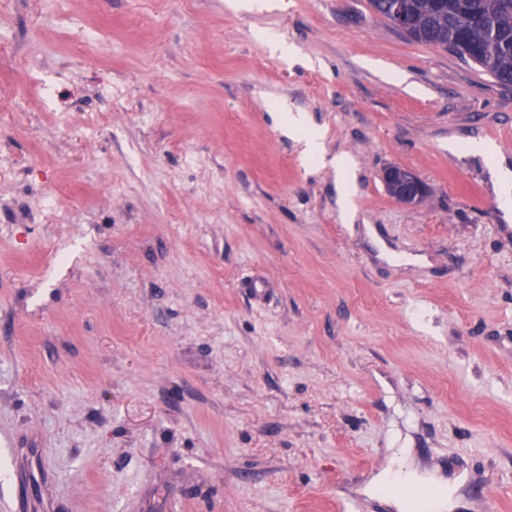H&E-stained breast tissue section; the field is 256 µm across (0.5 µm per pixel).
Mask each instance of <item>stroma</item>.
<instances>
[{"mask_svg": "<svg viewBox=\"0 0 512 512\" xmlns=\"http://www.w3.org/2000/svg\"><path fill=\"white\" fill-rule=\"evenodd\" d=\"M281 2L0 0V485L29 512H394L367 487L398 448L512 512V88L369 0ZM286 132L299 136L305 143L306 152L311 157L321 158L323 155L322 143L317 132L309 127L308 119L303 113L286 112ZM382 180L389 194L406 206L419 202L427 193L424 182L406 167L392 166L385 169Z\"/></svg>", "mask_w": 512, "mask_h": 512, "instance_id": "obj_1", "label": "stroma"}]
</instances>
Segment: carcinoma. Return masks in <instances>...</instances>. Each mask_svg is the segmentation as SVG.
Returning a JSON list of instances; mask_svg holds the SVG:
<instances>
[{
    "label": "carcinoma",
    "mask_w": 512,
    "mask_h": 512,
    "mask_svg": "<svg viewBox=\"0 0 512 512\" xmlns=\"http://www.w3.org/2000/svg\"><path fill=\"white\" fill-rule=\"evenodd\" d=\"M370 6L392 25L398 9L409 40L446 49L512 86V0H370Z\"/></svg>",
    "instance_id": "obj_1"
}]
</instances>
